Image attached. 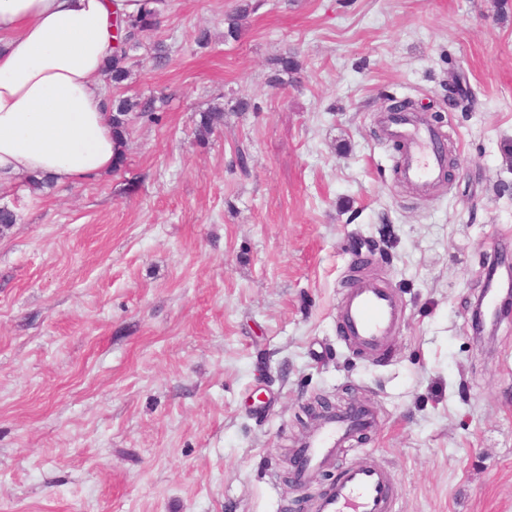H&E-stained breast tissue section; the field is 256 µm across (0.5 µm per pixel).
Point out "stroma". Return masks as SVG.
<instances>
[{
    "instance_id": "35a3bbf8",
    "label": "stroma",
    "mask_w": 512,
    "mask_h": 512,
    "mask_svg": "<svg viewBox=\"0 0 512 512\" xmlns=\"http://www.w3.org/2000/svg\"><path fill=\"white\" fill-rule=\"evenodd\" d=\"M236 4L167 0L106 86L162 116L133 126L124 168L0 192V512H288L319 399L374 423L312 495L370 461L395 512H512V320L488 347L471 329L512 255V0H258L234 40ZM395 99L455 159L430 193L380 135ZM359 276L401 307L375 354L339 336Z\"/></svg>"
}]
</instances>
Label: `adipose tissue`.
I'll use <instances>...</instances> for the list:
<instances>
[{
    "label": "adipose tissue",
    "mask_w": 512,
    "mask_h": 512,
    "mask_svg": "<svg viewBox=\"0 0 512 512\" xmlns=\"http://www.w3.org/2000/svg\"><path fill=\"white\" fill-rule=\"evenodd\" d=\"M139 0H0V189L76 186L110 173L117 145L102 79L117 17Z\"/></svg>",
    "instance_id": "adipose-tissue-1"
}]
</instances>
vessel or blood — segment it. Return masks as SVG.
<instances>
[{
    "label": "vessel or blood",
    "instance_id": "b4317fda",
    "mask_svg": "<svg viewBox=\"0 0 512 512\" xmlns=\"http://www.w3.org/2000/svg\"><path fill=\"white\" fill-rule=\"evenodd\" d=\"M383 134L400 144L399 174L418 192H430L442 180L448 156L439 148V132L422 114L388 113L380 120ZM347 340L366 350L380 351L391 337L398 319L393 293L377 281L361 279L348 289L337 308ZM370 424L363 410L327 420L301 449L294 476L308 483L313 473L328 465L356 431ZM393 485L386 468L363 462L344 471L316 502L315 512H393Z\"/></svg>",
    "mask_w": 512,
    "mask_h": 512
}]
</instances>
